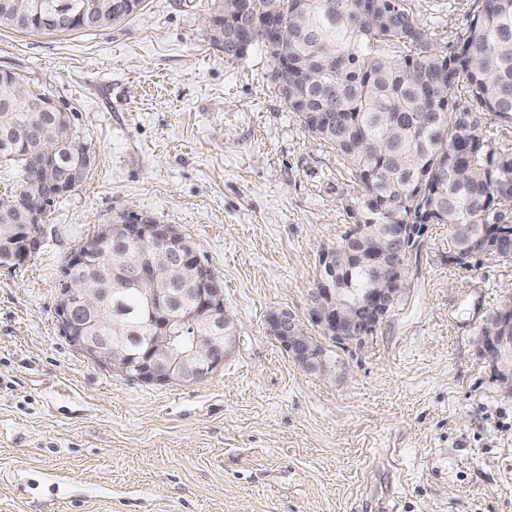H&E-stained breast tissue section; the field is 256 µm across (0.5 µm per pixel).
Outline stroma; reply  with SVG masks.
Listing matches in <instances>:
<instances>
[{
	"label": "stroma",
	"instance_id": "35a3bbf8",
	"mask_svg": "<svg viewBox=\"0 0 512 512\" xmlns=\"http://www.w3.org/2000/svg\"><path fill=\"white\" fill-rule=\"evenodd\" d=\"M215 0H144L100 29L0 27V69L55 97L90 157L40 250L0 269V512H512V371L482 329L512 264L448 260L429 225L363 344L305 371L270 314L310 320L320 245L362 219L351 172L288 111L261 48L228 63ZM475 0H401L440 51ZM169 224L224 284L223 369L155 386L95 365L59 330L68 254L123 215Z\"/></svg>",
	"mask_w": 512,
	"mask_h": 512
}]
</instances>
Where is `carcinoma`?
<instances>
[{"label": "carcinoma", "instance_id": "obj_1", "mask_svg": "<svg viewBox=\"0 0 512 512\" xmlns=\"http://www.w3.org/2000/svg\"><path fill=\"white\" fill-rule=\"evenodd\" d=\"M70 0H28L41 14L67 18L57 10ZM99 26L106 28L131 16L112 14L117 0H98ZM477 14L459 37L458 55L432 47L423 27L394 0L381 24L370 13L380 4L368 0H240L235 13L218 4L213 14L222 26L212 41L224 46V58L241 56L224 45V27L248 26L263 12L276 14L286 30L288 71L279 88L288 110L315 138L330 145L358 182L365 221L353 225L340 247L348 251L336 265L332 287L355 299L372 286L376 267L362 257L371 249L372 233H392L430 214L434 224H478L470 238H451L449 261L470 266L484 257L512 263V151L498 149L477 131L476 113L457 107L464 96L477 110L512 117V0H477ZM400 53L389 57L388 50ZM43 94L32 91L13 72L0 78V101L12 111L0 112V161L19 167L21 190L31 188L28 157L41 145L45 129L59 131L52 170L77 184L85 150L70 131L65 111L35 107ZM20 209L0 205V251L10 248L6 231L26 224ZM105 242L90 263L73 268L87 302L109 290L105 307L112 322L92 327L95 336L137 355L152 335L148 286L137 271L148 256L145 247L115 249ZM183 289L176 309L198 305V279L177 284ZM172 353L193 348L195 336H228L230 326L179 322L172 326Z\"/></svg>", "mask_w": 512, "mask_h": 512}]
</instances>
